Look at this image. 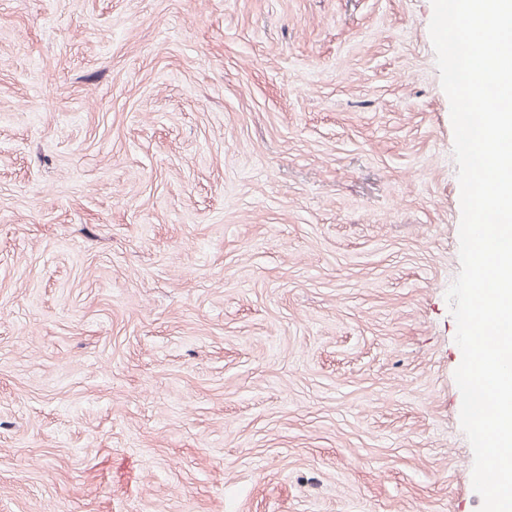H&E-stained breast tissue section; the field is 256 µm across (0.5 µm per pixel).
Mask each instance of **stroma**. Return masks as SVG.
<instances>
[{
  "label": "stroma",
  "instance_id": "1",
  "mask_svg": "<svg viewBox=\"0 0 512 512\" xmlns=\"http://www.w3.org/2000/svg\"><path fill=\"white\" fill-rule=\"evenodd\" d=\"M431 0H0V512H479Z\"/></svg>",
  "mask_w": 512,
  "mask_h": 512
}]
</instances>
